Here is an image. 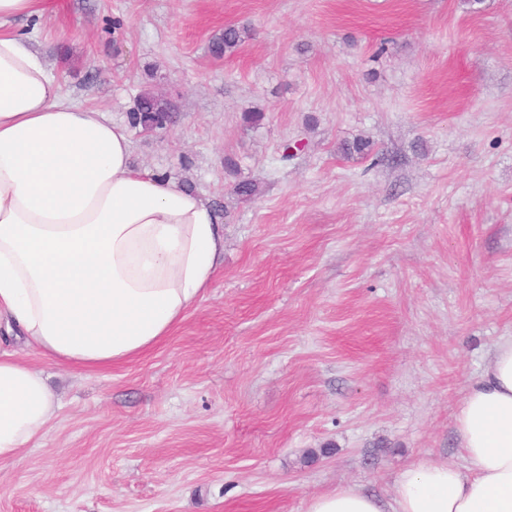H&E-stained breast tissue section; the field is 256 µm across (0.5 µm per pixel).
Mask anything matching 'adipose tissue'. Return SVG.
Returning a JSON list of instances; mask_svg holds the SVG:
<instances>
[{"instance_id": "ef3b65f1", "label": "adipose tissue", "mask_w": 512, "mask_h": 512, "mask_svg": "<svg viewBox=\"0 0 512 512\" xmlns=\"http://www.w3.org/2000/svg\"><path fill=\"white\" fill-rule=\"evenodd\" d=\"M38 0H0V326L39 356L102 369L156 347L224 262V226L198 194L135 169L127 128L69 101L7 23ZM41 370L0 352V464L52 418ZM458 458L411 466L384 500L355 488L307 512H512V336L456 413Z\"/></svg>"}]
</instances>
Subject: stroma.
<instances>
[{
	"label": "stroma",
	"instance_id": "1",
	"mask_svg": "<svg viewBox=\"0 0 512 512\" xmlns=\"http://www.w3.org/2000/svg\"><path fill=\"white\" fill-rule=\"evenodd\" d=\"M49 2L11 29L209 201L224 263L136 360L32 356L60 407L0 467V512H307L456 456L512 336V0ZM228 25L249 36L214 56ZM144 90L171 126L131 127Z\"/></svg>",
	"mask_w": 512,
	"mask_h": 512
}]
</instances>
